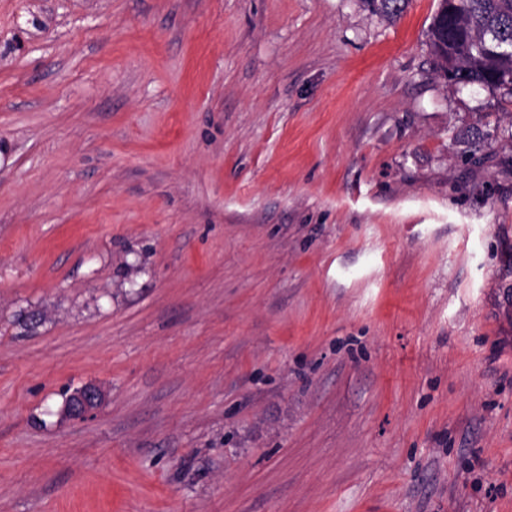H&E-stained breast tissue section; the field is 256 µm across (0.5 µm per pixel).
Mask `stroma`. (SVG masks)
<instances>
[{"label": "stroma", "instance_id": "obj_1", "mask_svg": "<svg viewBox=\"0 0 512 512\" xmlns=\"http://www.w3.org/2000/svg\"><path fill=\"white\" fill-rule=\"evenodd\" d=\"M437 7L0 0V512H512V92ZM408 0H360L362 6L388 21L397 20L405 9ZM101 401V391L93 385H86L67 400L65 409L71 417L83 418L93 413Z\"/></svg>", "mask_w": 512, "mask_h": 512}]
</instances>
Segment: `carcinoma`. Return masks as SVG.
<instances>
[{
  "mask_svg": "<svg viewBox=\"0 0 512 512\" xmlns=\"http://www.w3.org/2000/svg\"><path fill=\"white\" fill-rule=\"evenodd\" d=\"M389 21L407 0H360ZM436 68L455 85L512 92V0H439L429 27Z\"/></svg>",
  "mask_w": 512,
  "mask_h": 512,
  "instance_id": "obj_1",
  "label": "carcinoma"
}]
</instances>
